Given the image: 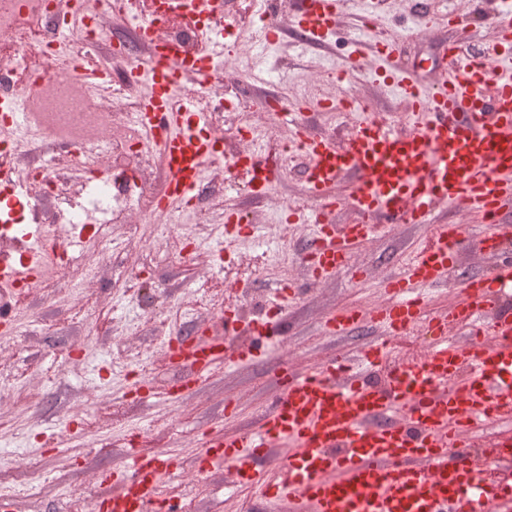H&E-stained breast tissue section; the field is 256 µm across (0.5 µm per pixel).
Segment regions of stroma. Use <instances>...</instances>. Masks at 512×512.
Returning a JSON list of instances; mask_svg holds the SVG:
<instances>
[{
  "label": "stroma",
  "instance_id": "obj_1",
  "mask_svg": "<svg viewBox=\"0 0 512 512\" xmlns=\"http://www.w3.org/2000/svg\"><path fill=\"white\" fill-rule=\"evenodd\" d=\"M415 2L346 0L336 36L315 48L289 35L275 43L246 33L225 38L224 73L242 95L255 99L290 95L318 79L324 97L337 101L354 95L398 119L407 111L406 102L369 73H353L343 81L336 77L351 40H359L365 57L373 55L372 43L363 39L361 17H371L402 39V65L425 84L446 65L443 42L473 34L480 46L492 43L487 17L501 0H430L437 22L424 35L416 32ZM305 195L299 170L258 201L216 194L213 223H223L225 210L235 206L250 231L232 230L235 247L210 242L189 264L169 250L158 225L141 223L138 214H131L135 235H128L126 225L113 226L112 253L80 293L64 286L48 292L32 289L14 316V332L0 333V372L18 381L16 393L0 395V495L13 496L14 512H93L89 492L98 473L119 465L134 434L142 451L161 450L179 462L184 512H268L258 494L233 486L227 469L196 476L197 448L204 439L238 430L260 416L277 391L270 371L282 357L307 369L372 341L370 328L344 338L329 336L324 320L336 309L382 300L383 279L399 272L402 258L426 234L423 226L407 224L356 247L352 267L308 288L282 313L284 348H271L255 364L215 370L182 400H168L164 389L178 374L164 358L168 339L178 332H218L205 312L189 322H173L177 307L207 291L222 293L224 277L241 255L273 252L280 243L286 204ZM310 231V225H294L287 267L252 278L248 300L254 307H262L280 284L305 277L302 249ZM488 267L487 258L464 250L447 287L428 291V314L447 310L459 297L461 281ZM128 350L153 359L149 399L136 398L135 374L116 362ZM30 467L39 479L35 496L14 479Z\"/></svg>",
  "mask_w": 512,
  "mask_h": 512
}]
</instances>
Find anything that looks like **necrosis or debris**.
Returning a JSON list of instances; mask_svg holds the SVG:
<instances>
[{
	"instance_id": "obj_1",
	"label": "necrosis or debris",
	"mask_w": 512,
	"mask_h": 512,
	"mask_svg": "<svg viewBox=\"0 0 512 512\" xmlns=\"http://www.w3.org/2000/svg\"><path fill=\"white\" fill-rule=\"evenodd\" d=\"M129 0H0V65L14 74L13 90L23 101L29 140L0 132V170L27 185L33 223L46 225L40 244L42 264L36 285L56 288L77 285L98 267L95 253L112 246V227L129 221L137 211L143 222L157 223L165 213L159 201L166 190L168 172L160 150L148 142L140 126L115 131L117 115L139 112L144 96L141 85L129 79L133 69L152 54V44L130 16ZM227 0H207L204 12L179 22L158 13L156 37L188 55L200 54L203 37L224 28ZM88 23L69 37H61L59 24L72 12ZM125 30L128 54L116 51L112 24ZM112 76L111 95H101L85 79L89 57ZM185 92L196 96L212 112L217 135L228 130H254L253 113L262 101L241 99L234 111L219 103L229 92L223 77L187 83ZM84 161V182L103 207L104 218L87 242L94 248L86 258L73 259L65 245L63 227L82 220L83 207L70 187L74 159ZM108 168L111 183L95 184L96 170Z\"/></svg>"
}]
</instances>
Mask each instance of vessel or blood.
Returning <instances> with one entry per match:
<instances>
[{
	"label": "vessel or blood",
	"mask_w": 512,
	"mask_h": 512,
	"mask_svg": "<svg viewBox=\"0 0 512 512\" xmlns=\"http://www.w3.org/2000/svg\"><path fill=\"white\" fill-rule=\"evenodd\" d=\"M160 3L181 19L203 0H145L141 30L151 29ZM342 11L343 0H296L293 26L303 44L318 45L335 35ZM489 26L508 49L499 65L487 67L486 51L472 42L452 40L443 50L447 70L427 85L397 66L399 40L376 42L378 81L400 92L414 116L411 127L370 120L340 141L295 129L311 201L297 218L313 227L303 252L310 278L345 268L353 246L373 241L383 228L420 224L429 233L401 272L384 280L383 304L341 308L324 323L337 337L368 323L377 338L307 370L278 366L277 396L245 430L203 441L198 472L225 466L236 486L259 491L277 512H487L491 501L512 503V481L487 480L466 455L485 426L496 429L494 447H512V314L496 307L512 289V256L501 250L512 226L499 220L512 199V10L491 15ZM211 65L209 57L182 56L168 42L153 47V79L137 121L164 153L167 209L194 199L206 168L225 158L223 140L195 98L169 104L181 83L206 79ZM228 161L253 197H265L280 179L278 161L259 149ZM343 181L348 195L332 197ZM443 205L486 217L475 248L493 266L464 280L458 301L430 319L425 292L447 285L465 245L461 224L436 222ZM340 207L352 211L351 223H333ZM424 321L433 334L425 353L379 378L393 350L390 337ZM219 327L216 336L169 339L165 355L179 370L167 390L171 400L183 399L215 369L258 362L280 337L276 317L244 328L230 306L221 310ZM478 332L487 342L474 343ZM243 333L248 343L236 345ZM276 448L286 454L272 477L264 463ZM175 466L164 453L129 449L118 466L98 473L97 512H150L159 503L173 512Z\"/></svg>",
	"instance_id": "b4317fda"
}]
</instances>
